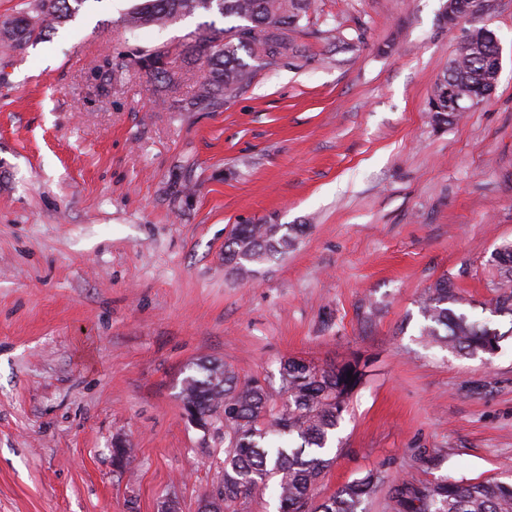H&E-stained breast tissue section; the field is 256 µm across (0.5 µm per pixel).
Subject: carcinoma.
Wrapping results in <instances>:
<instances>
[{
	"instance_id": "carcinoma-1",
	"label": "carcinoma",
	"mask_w": 512,
	"mask_h": 512,
	"mask_svg": "<svg viewBox=\"0 0 512 512\" xmlns=\"http://www.w3.org/2000/svg\"><path fill=\"white\" fill-rule=\"evenodd\" d=\"M85 2L33 0L31 8L0 23V43L22 51L46 29L72 20ZM313 6L314 0H141L124 16L132 28L166 25L196 13L233 18L237 24L218 29L210 23L183 44L187 63L205 68L189 97L180 95L179 72L167 49L137 50L121 65L138 68L160 85L172 111H213L243 92L257 68H275L301 51L295 34L310 20ZM464 37L468 50L454 52L429 98L428 111L439 128L462 116L452 105V92L464 90L477 97L491 79L488 63L495 45L480 27L468 29ZM291 244L285 224H240L224 244V263L245 271L249 264L288 253ZM494 262L505 292L490 313L512 317V243L501 246ZM458 302L452 281L439 278L421 298L425 324L420 335L464 356L485 354L512 338V327L502 333L486 321L455 312L452 305ZM192 370L181 390L185 414L203 432L223 424L228 442L221 480L210 494L221 502L223 512H243L253 492L268 487L272 479L279 512H358L363 499L384 482L380 472L370 471L316 503L317 485L332 463L326 446L363 380L359 359L328 367L285 360L280 391L288 399L279 408L269 386L257 379L242 380L222 363L200 360ZM388 501L391 512H512V482L444 478L416 486L403 481L391 487Z\"/></svg>"
}]
</instances>
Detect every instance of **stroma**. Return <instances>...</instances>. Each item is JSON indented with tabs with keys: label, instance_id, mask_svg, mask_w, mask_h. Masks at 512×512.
<instances>
[{
	"label": "stroma",
	"instance_id": "obj_1",
	"mask_svg": "<svg viewBox=\"0 0 512 512\" xmlns=\"http://www.w3.org/2000/svg\"><path fill=\"white\" fill-rule=\"evenodd\" d=\"M133 3L0 45V512H198L225 448L183 410L201 359L276 388L288 358L368 361L317 499L370 470L511 482L512 339L429 345L420 299L445 276L456 311L512 327L487 313L512 242V0L452 29L444 0H315L302 52L215 112L171 111L135 67L96 92L108 61L180 52L205 20L131 34ZM473 24L497 86L440 129L428 99ZM239 224L304 231L244 274Z\"/></svg>",
	"mask_w": 512,
	"mask_h": 512
}]
</instances>
